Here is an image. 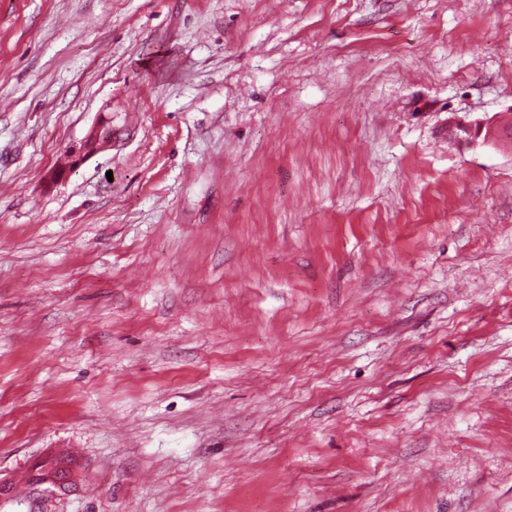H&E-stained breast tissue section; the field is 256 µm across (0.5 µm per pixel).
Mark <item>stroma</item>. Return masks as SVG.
Here are the masks:
<instances>
[{"instance_id":"obj_1","label":"stroma","mask_w":512,"mask_h":512,"mask_svg":"<svg viewBox=\"0 0 512 512\" xmlns=\"http://www.w3.org/2000/svg\"><path fill=\"white\" fill-rule=\"evenodd\" d=\"M0 476L512 512V0H0ZM106 118V117H104ZM112 147V117L102 119L90 131L79 147L71 149L74 164Z\"/></svg>"}]
</instances>
